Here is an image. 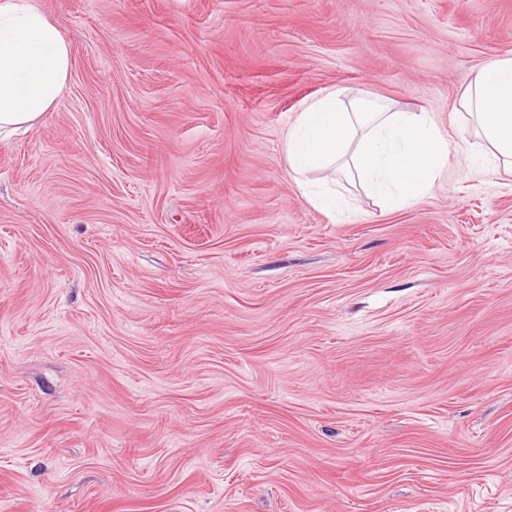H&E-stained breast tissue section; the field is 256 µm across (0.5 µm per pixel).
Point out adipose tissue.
Segmentation results:
<instances>
[{"instance_id":"adipose-tissue-1","label":"adipose tissue","mask_w":512,"mask_h":512,"mask_svg":"<svg viewBox=\"0 0 512 512\" xmlns=\"http://www.w3.org/2000/svg\"><path fill=\"white\" fill-rule=\"evenodd\" d=\"M70 48L29 0H0V136L31 127L62 97ZM459 108L495 167L512 170V56L478 66ZM290 170L311 203L338 206L331 171L350 175L390 207L426 197L448 161L431 113L366 107L339 86L311 100L289 124Z\"/></svg>"}]
</instances>
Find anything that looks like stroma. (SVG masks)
<instances>
[{"mask_svg":"<svg viewBox=\"0 0 512 512\" xmlns=\"http://www.w3.org/2000/svg\"><path fill=\"white\" fill-rule=\"evenodd\" d=\"M66 90L0 140V512H512V173L457 110L512 0H33ZM345 86L448 164L332 219ZM391 110L349 100V90L337 86L297 113L284 148L295 181L316 208L335 215L339 192L335 178L308 175L336 174V168L392 208L430 193L448 161V139L430 112Z\"/></svg>","mask_w":512,"mask_h":512,"instance_id":"stroma-1","label":"stroma"}]
</instances>
